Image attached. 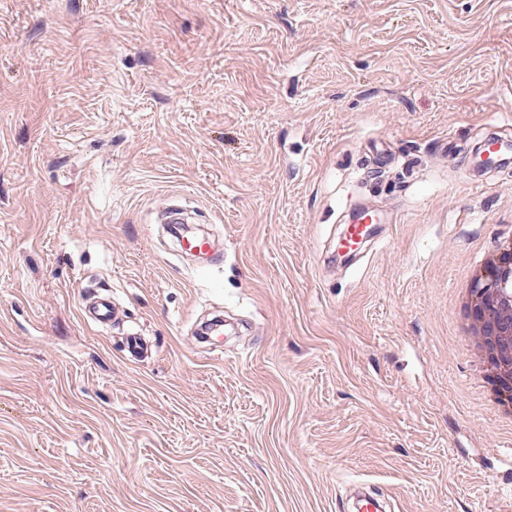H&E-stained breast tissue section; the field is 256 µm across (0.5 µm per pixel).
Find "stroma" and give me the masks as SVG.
<instances>
[{
	"instance_id": "stroma-1",
	"label": "stroma",
	"mask_w": 512,
	"mask_h": 512,
	"mask_svg": "<svg viewBox=\"0 0 512 512\" xmlns=\"http://www.w3.org/2000/svg\"><path fill=\"white\" fill-rule=\"evenodd\" d=\"M511 121L512 0H0V512H512L453 318L512 238V169L462 147ZM353 199L395 221L325 265ZM215 310L246 326L206 353ZM114 308L107 297H94L83 302L82 313L90 321L105 323L110 320Z\"/></svg>"
}]
</instances>
